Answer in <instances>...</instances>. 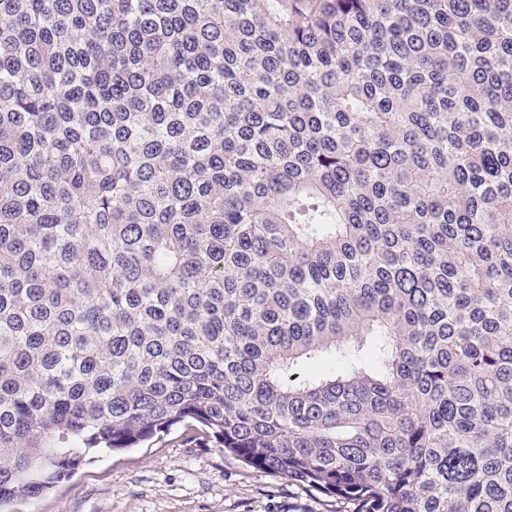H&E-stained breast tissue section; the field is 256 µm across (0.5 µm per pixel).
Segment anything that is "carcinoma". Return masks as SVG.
I'll return each mask as SVG.
<instances>
[{
    "label": "carcinoma",
    "instance_id": "1",
    "mask_svg": "<svg viewBox=\"0 0 512 512\" xmlns=\"http://www.w3.org/2000/svg\"><path fill=\"white\" fill-rule=\"evenodd\" d=\"M180 425L512 512V0H0V508Z\"/></svg>",
    "mask_w": 512,
    "mask_h": 512
}]
</instances>
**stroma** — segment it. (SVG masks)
I'll list each match as a JSON object with an SVG mask.
<instances>
[{"label": "stroma", "mask_w": 512, "mask_h": 512, "mask_svg": "<svg viewBox=\"0 0 512 512\" xmlns=\"http://www.w3.org/2000/svg\"><path fill=\"white\" fill-rule=\"evenodd\" d=\"M336 503L284 477L246 467L220 448L164 442L105 455L14 512H334Z\"/></svg>", "instance_id": "1"}]
</instances>
